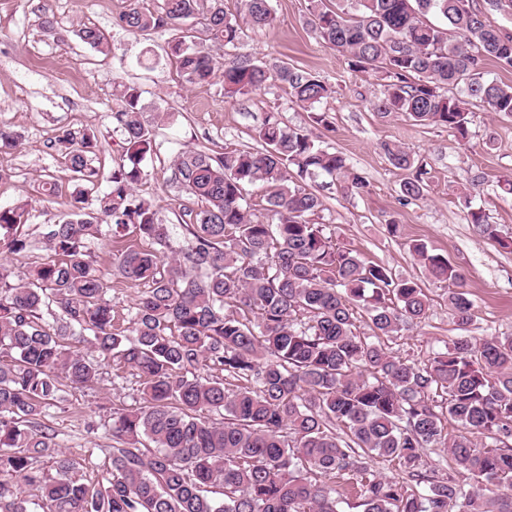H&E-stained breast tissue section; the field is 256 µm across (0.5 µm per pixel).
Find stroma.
<instances>
[{"instance_id": "1", "label": "stroma", "mask_w": 512, "mask_h": 512, "mask_svg": "<svg viewBox=\"0 0 512 512\" xmlns=\"http://www.w3.org/2000/svg\"><path fill=\"white\" fill-rule=\"evenodd\" d=\"M122 6L123 0H0V123L20 138L17 149L0 153V169L6 172L0 179V206L33 201L28 219L32 247L24 262L46 258L41 233L65 211L64 205L35 199L40 176H52L65 189L72 185L54 145L61 131L97 136L93 164L99 177L93 191L107 189L112 165L124 147V136L112 117L114 82L132 83L142 91L141 106L155 130V145L138 192L159 207L178 243L184 240L178 225L184 193L173 183L170 168L177 151L207 148L220 153L253 146L251 131L269 112L278 113L287 126L308 125L306 112L279 84L235 101L225 99L218 80L203 87L185 86L164 52L171 32L133 36L120 30L116 18ZM272 6L274 28L243 25L240 52L270 65L288 63L335 85V97L322 106L331 127L321 138L370 183L369 193L350 195L338 181L317 178L314 186L324 202V223L340 243L389 267L396 277L421 281L431 299L427 319L386 338L388 348L421 364L459 334L448 314V285L427 279L408 249L414 239L427 243L463 273L474 302L470 335H512V250L483 238L461 200L462 193H470L473 206L485 211L501 235L512 236V196L499 187L501 180L512 177V118L474 107L465 140L445 126L416 125L400 116L381 120L372 110L381 90L379 78L349 71L342 57L320 43L307 23L306 0H272ZM44 13L55 20L53 33L39 27ZM84 25L107 34V52L80 41L77 31ZM387 142L405 147L425 173L422 197L405 206L398 198L407 173L385 157L382 146ZM392 220L401 226L399 235L387 232ZM116 248L106 238L90 244L97 268L110 276L115 324L123 328L142 289L113 274ZM142 397L137 378L115 364L103 365L99 379L72 391L58 410L57 444L75 458L90 446L101 447L99 461L107 463L112 442L101 433V424L113 408L137 405Z\"/></svg>"}]
</instances>
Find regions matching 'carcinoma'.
<instances>
[{
	"label": "carcinoma",
	"mask_w": 512,
	"mask_h": 512,
	"mask_svg": "<svg viewBox=\"0 0 512 512\" xmlns=\"http://www.w3.org/2000/svg\"><path fill=\"white\" fill-rule=\"evenodd\" d=\"M484 2L307 0V24L351 71L381 76L372 102L380 119L401 115L465 139L472 106L512 116V85L486 72L490 61L512 68V33L489 19L512 16V0ZM242 19L273 27L271 0H240L235 14L224 0H162L155 9L125 0L116 25L134 36L172 31L169 59L189 85L220 76L234 100L277 82L328 128L320 105L335 86L239 52ZM78 37L108 47L96 27ZM214 47L224 49L222 70ZM114 90L127 149L107 190L88 206L94 137L61 132V163L82 188L43 233L50 256L0 264V512H31L33 496L42 512H339L351 498L361 512H512V336L463 333L422 366L388 351L381 338L425 320L430 298L317 221L324 203L307 181L325 175L350 194L370 190L344 154L274 113L254 129L259 149L176 152L172 179L190 203L176 249L157 206L137 193L154 140L142 92L122 82ZM383 150L411 172L401 200L419 199L414 158L396 143ZM257 182L263 219L242 194ZM28 215L25 203L0 207L1 254L30 249ZM468 217L508 247L482 209ZM104 223L115 238L130 228L139 238L113 254L118 274L144 286L123 329L88 252ZM409 251L426 276L448 283L449 314L465 330L474 312L460 269L420 240ZM111 361L139 378L143 404L112 408L111 465L92 489L75 473L95 466V449L80 459L61 450L54 409L66 388L91 385ZM445 451L472 484L433 476L423 456ZM376 461L395 474L381 475Z\"/></svg>",
	"instance_id": "1"
}]
</instances>
